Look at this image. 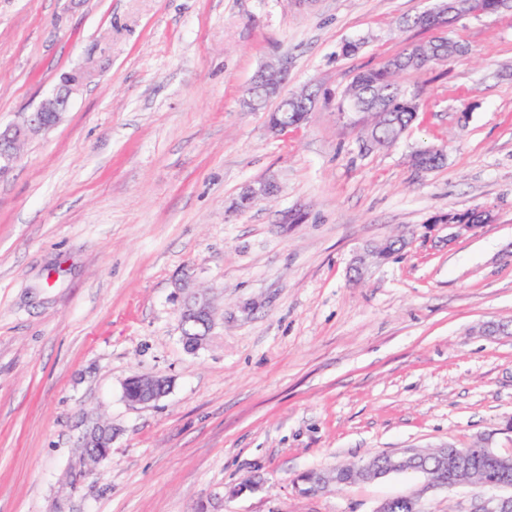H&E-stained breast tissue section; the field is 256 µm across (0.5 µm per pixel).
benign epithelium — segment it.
Masks as SVG:
<instances>
[{
  "label": "benign epithelium",
  "instance_id": "1",
  "mask_svg": "<svg viewBox=\"0 0 512 512\" xmlns=\"http://www.w3.org/2000/svg\"><path fill=\"white\" fill-rule=\"evenodd\" d=\"M425 16L448 17L452 20L462 16L458 11V0H444L436 9L427 10ZM92 75L89 68L81 66L60 75L53 89L47 93L40 103L31 111L23 113L19 123L0 129V177L7 174L22 158L21 149L30 139L37 137L52 129L70 108L73 98L87 85ZM285 77L282 70L268 66L261 70L255 81L253 89L263 90L270 95H277ZM274 195V186L265 183L258 188L248 187L242 197L241 205L251 207ZM212 314L208 299L200 295L195 301L180 313V324L189 323L202 326L204 333L186 336L194 347H199L209 332ZM137 393L129 401L138 404L152 402L164 393V378L135 376L127 382ZM112 443V435L101 431L93 433L84 446L85 455L89 458L99 459L105 457ZM483 456L495 469L501 478L488 482L486 489L512 491V448H498L493 444V436L479 438L470 448H456L453 452L442 451L440 468L448 470V479L434 478L430 471L422 467L417 470L424 477L429 487L455 488L469 485L468 476L472 470L469 459L472 455ZM428 452L422 448H406L396 453L387 454L388 462L378 464L374 459H367L357 465V470L371 474V478L379 479L392 474L409 471V464L416 459H424ZM405 500L414 507L413 512H419L420 501L415 497L391 498L381 501L373 512H393L395 504ZM479 512H512V494L509 496H496L486 500L479 508Z\"/></svg>",
  "mask_w": 512,
  "mask_h": 512
}]
</instances>
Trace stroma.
<instances>
[{"instance_id": "obj_1", "label": "stroma", "mask_w": 512, "mask_h": 512, "mask_svg": "<svg viewBox=\"0 0 512 512\" xmlns=\"http://www.w3.org/2000/svg\"><path fill=\"white\" fill-rule=\"evenodd\" d=\"M433 5L0 0V125L95 69L0 180V512H474L473 489L413 474L296 490L399 448H512V13L413 25ZM441 35L468 55L400 74L418 117L364 149L348 82ZM271 64L282 94H316L275 136L276 99L245 103ZM431 147L443 163L417 169ZM263 182L274 196L240 208ZM475 209L494 222L433 221ZM391 236L401 250L351 272ZM191 289L213 309L193 351ZM134 376L169 389L132 403Z\"/></svg>"}]
</instances>
